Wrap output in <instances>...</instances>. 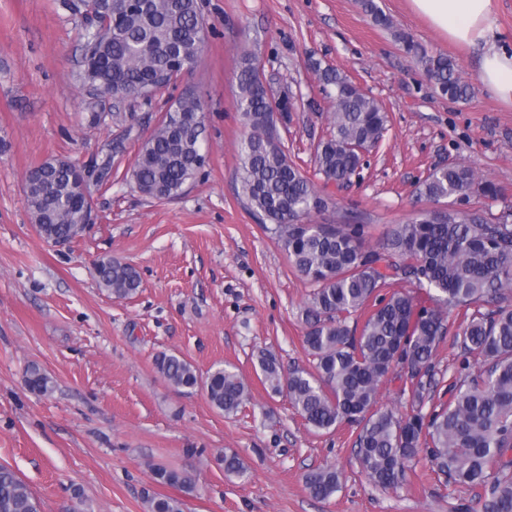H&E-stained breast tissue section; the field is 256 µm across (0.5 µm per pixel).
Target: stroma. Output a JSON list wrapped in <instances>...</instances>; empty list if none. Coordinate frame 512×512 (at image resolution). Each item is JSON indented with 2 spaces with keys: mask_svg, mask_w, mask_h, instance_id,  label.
<instances>
[{
  "mask_svg": "<svg viewBox=\"0 0 512 512\" xmlns=\"http://www.w3.org/2000/svg\"><path fill=\"white\" fill-rule=\"evenodd\" d=\"M377 2L392 28L377 25L360 0H201L203 52L147 105L78 81L79 20L59 0H0V464L42 512H149V491L181 498L183 512H483L482 487L440 485L423 462L398 489L375 487L356 460L355 426L308 427L255 367L267 349L285 369L311 368L303 309L315 286L242 195L246 130L235 75L244 54L256 55L274 94H293L297 110L279 133L306 175L315 173L333 109L311 62L347 75L388 114L360 175L344 188L323 186L335 206L317 223L351 213L379 241L391 225L433 209L417 187L456 161L500 190L494 199L472 194L463 208L490 216L512 208V105L481 83L478 52L449 43L409 0ZM403 34L457 63L472 86L467 99L435 91L404 52ZM188 88L206 113L208 163L179 197H146L131 179L135 158ZM115 140L123 149L112 155ZM54 159L89 170L95 213L63 244L39 233L25 197L27 173ZM110 257L139 272L135 296L99 287L96 266ZM161 354L202 375L233 366L251 403L227 416L203 390L172 387L155 367ZM31 363L52 377L51 394L26 387ZM232 453L244 475L220 464ZM324 465L340 471L341 486L320 500L304 477ZM156 466L185 472L192 491L156 483Z\"/></svg>",
  "mask_w": 512,
  "mask_h": 512,
  "instance_id": "stroma-1",
  "label": "stroma"
}]
</instances>
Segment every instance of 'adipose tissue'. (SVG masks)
Masks as SVG:
<instances>
[{
	"mask_svg": "<svg viewBox=\"0 0 512 512\" xmlns=\"http://www.w3.org/2000/svg\"><path fill=\"white\" fill-rule=\"evenodd\" d=\"M413 11L449 42L481 52L480 81L512 104V50L496 36L494 0H409Z\"/></svg>",
	"mask_w": 512,
	"mask_h": 512,
	"instance_id": "adipose-tissue-1",
	"label": "adipose tissue"
}]
</instances>
